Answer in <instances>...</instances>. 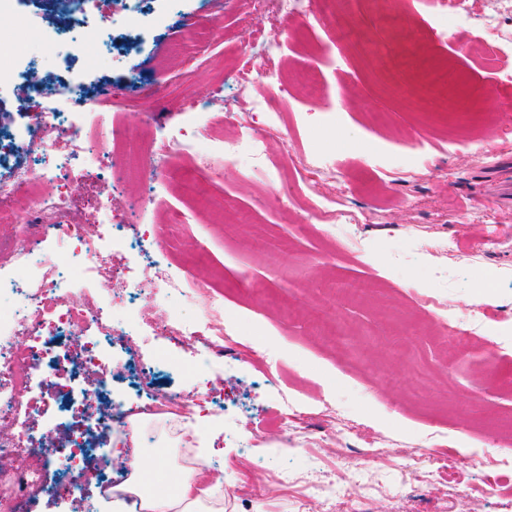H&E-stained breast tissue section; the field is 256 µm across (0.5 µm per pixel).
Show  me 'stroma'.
<instances>
[{"label":"stroma","mask_w":512,"mask_h":512,"mask_svg":"<svg viewBox=\"0 0 512 512\" xmlns=\"http://www.w3.org/2000/svg\"><path fill=\"white\" fill-rule=\"evenodd\" d=\"M470 18L447 28L436 0H337L336 9L361 26L360 50H324V30L287 28L272 0H142L154 25L138 31L118 25L102 33L76 29L83 47L59 59L29 42L49 83L84 82L90 124L118 121L128 129L165 137L201 125L211 138L251 134L264 140L271 165L228 170L210 156L206 201L190 206L181 186L195 178L196 157L174 155L157 168L164 180L129 177L111 183L92 176L67 189L85 212L112 198L116 223L135 225L151 257L210 281L209 294L172 302L202 321L213 299L224 324L238 336L224 364L204 376L194 366L208 359L196 344L167 340L153 319L155 302L140 300L145 318L114 349V377L139 363L169 355L184 367L152 375L155 388L181 394L198 409L199 454L224 472V512H298L297 498L311 482L350 492L359 512H460L454 484L476 492L478 512H512V0H470ZM401 22L380 24L382 8ZM500 16L496 47L483 40L486 20ZM277 30L273 42L287 93L277 117L255 111L236 87L238 71L257 61L254 35ZM203 31L195 53L174 51L177 40ZM402 53L448 61L465 77L475 122L427 94L410 69L389 66ZM320 67L327 96L305 100L295 77ZM163 89L155 100L142 88ZM126 100L115 111L108 97ZM209 98L207 118L196 104ZM336 158V177L304 178L321 152ZM336 197L348 224L310 214L315 194ZM156 199L151 216L130 210L140 195ZM192 220L178 224L181 212ZM205 260L192 264L196 254ZM498 268L495 287H480L473 260ZM449 285H432L433 266ZM431 295L462 315L488 309L494 320L475 332L458 356L441 324L420 300ZM206 391L225 402L217 416L200 408ZM303 401L306 420L292 439L299 451L282 454L276 435L281 394ZM372 427L378 461L366 455L358 432ZM443 447L416 475L401 479L406 451L427 434ZM253 453L242 455L239 442ZM378 484L368 501L358 477Z\"/></svg>","instance_id":"stroma-1"}]
</instances>
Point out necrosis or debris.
<instances>
[{"label":"necrosis or debris","mask_w":512,"mask_h":512,"mask_svg":"<svg viewBox=\"0 0 512 512\" xmlns=\"http://www.w3.org/2000/svg\"><path fill=\"white\" fill-rule=\"evenodd\" d=\"M16 2L0 0V15L14 20L15 40L31 38L57 52L73 43L72 28L33 27ZM259 68L261 81L241 77V93L252 98L256 110L276 111L282 88L276 80L272 47H263ZM36 91L43 100L39 126L11 135L0 133V167L9 168L7 174H0V224L20 228L4 246L18 264L11 275L0 277V299L12 302L9 310L0 311V512H17L22 500L44 493V473L52 467L66 474L56 492L70 496L96 481L105 492L124 484V477L110 474L111 456L100 458L99 469H88L86 460L97 451L95 433L116 424L130 429L149 421H178L183 416L181 396L145 388L142 402L132 406L125 392L105 380L101 387L110 407L101 412L86 400L59 404L44 386L55 381L59 394H65L72 374L105 369L108 355L103 341L121 345L137 322L135 311L128 308L133 296L161 290L186 297L209 291L206 282L190 280L160 263L144 268L137 279L114 281V255L136 249V242L123 229L111 226L112 201L108 198L98 203L101 221L108 229L90 234L78 221L81 208L62 188L75 161L104 157L116 143L136 144L138 135L118 125L88 130L83 113L72 109L84 97L81 82H71L63 93L41 84ZM30 199L36 200L35 209L27 208ZM57 248L64 251L67 266L52 259ZM71 267L84 271L101 292V300H76L67 274ZM160 322L167 339L202 343L217 357L233 340L218 312L197 323L165 311ZM59 334L82 341L79 357L73 360L58 354L44 362L46 340ZM60 411L71 418L66 444L48 441L24 427L29 415L52 416Z\"/></svg>","instance_id":"4bbe7bcc"}]
</instances>
